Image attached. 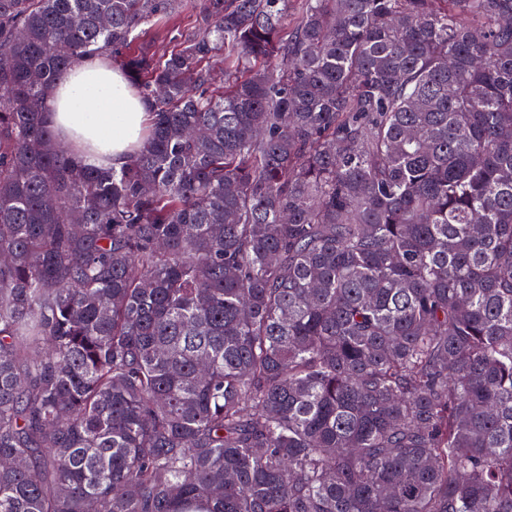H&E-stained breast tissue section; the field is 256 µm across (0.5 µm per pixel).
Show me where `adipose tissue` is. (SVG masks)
Wrapping results in <instances>:
<instances>
[{"mask_svg": "<svg viewBox=\"0 0 512 512\" xmlns=\"http://www.w3.org/2000/svg\"><path fill=\"white\" fill-rule=\"evenodd\" d=\"M45 115L57 139L87 165L121 169L150 122L143 102L120 70L94 57L51 88Z\"/></svg>", "mask_w": 512, "mask_h": 512, "instance_id": "ef3b65f1", "label": "adipose tissue"}]
</instances>
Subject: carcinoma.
Returning a JSON list of instances; mask_svg holds the SVG:
<instances>
[{"instance_id":"1","label":"carcinoma","mask_w":512,"mask_h":512,"mask_svg":"<svg viewBox=\"0 0 512 512\" xmlns=\"http://www.w3.org/2000/svg\"><path fill=\"white\" fill-rule=\"evenodd\" d=\"M299 4L0 0V512H512V0ZM113 66L93 57L73 67L51 88L45 115L87 165L120 170L142 143L150 114Z\"/></svg>"}]
</instances>
